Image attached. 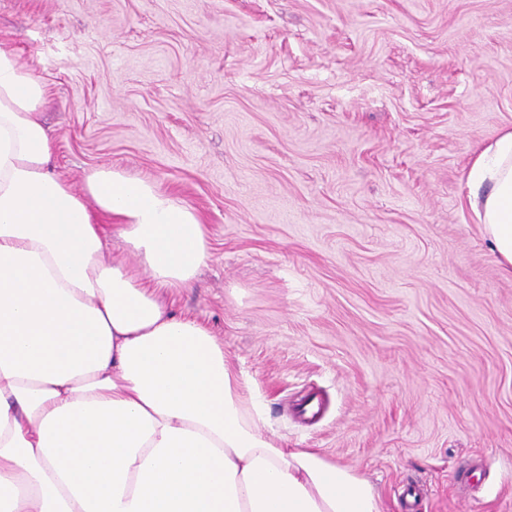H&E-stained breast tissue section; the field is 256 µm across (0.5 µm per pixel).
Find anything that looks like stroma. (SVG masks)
Returning a JSON list of instances; mask_svg holds the SVG:
<instances>
[{"instance_id": "35a3bbf8", "label": "stroma", "mask_w": 512, "mask_h": 512, "mask_svg": "<svg viewBox=\"0 0 512 512\" xmlns=\"http://www.w3.org/2000/svg\"><path fill=\"white\" fill-rule=\"evenodd\" d=\"M74 188L107 166L207 224L165 296L266 430L386 512H512V276L466 203L512 128V0H0Z\"/></svg>"}]
</instances>
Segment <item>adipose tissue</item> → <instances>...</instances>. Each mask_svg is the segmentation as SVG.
I'll return each instance as SVG.
<instances>
[{
	"mask_svg": "<svg viewBox=\"0 0 512 512\" xmlns=\"http://www.w3.org/2000/svg\"><path fill=\"white\" fill-rule=\"evenodd\" d=\"M47 98L0 41V512H384L356 469L275 443L250 381L165 299L207 264L206 224L112 167L74 190ZM467 189L512 275V129Z\"/></svg>",
	"mask_w": 512,
	"mask_h": 512,
	"instance_id": "obj_1",
	"label": "adipose tissue"
}]
</instances>
